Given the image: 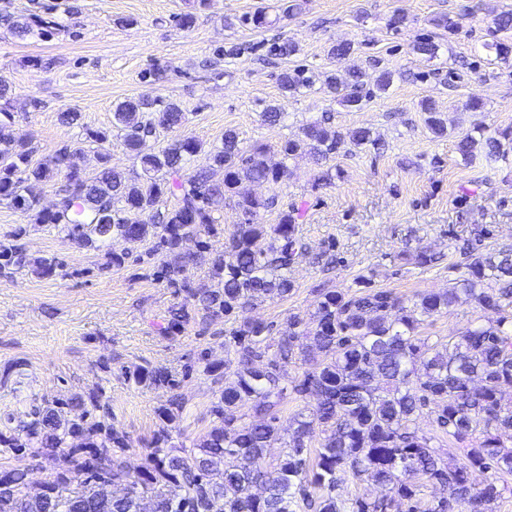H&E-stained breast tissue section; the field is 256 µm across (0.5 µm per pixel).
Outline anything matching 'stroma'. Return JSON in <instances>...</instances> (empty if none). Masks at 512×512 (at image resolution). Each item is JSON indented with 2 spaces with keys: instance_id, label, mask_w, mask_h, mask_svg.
<instances>
[{
  "instance_id": "1",
  "label": "stroma",
  "mask_w": 512,
  "mask_h": 512,
  "mask_svg": "<svg viewBox=\"0 0 512 512\" xmlns=\"http://www.w3.org/2000/svg\"><path fill=\"white\" fill-rule=\"evenodd\" d=\"M274 0H80V9L54 14L60 28L49 38L20 40L0 30V78L13 87L16 128L26 134L35 159L44 161L63 147H76L88 132L106 131L113 164L135 170L139 162L113 135L112 110L125 97L153 92L180 102L189 113L182 135L205 149L191 158L195 170L208 162V147L220 144L227 128L245 142L278 145L297 135L307 121L331 113L345 130L371 128L385 143L374 151L351 148L333 162V184L313 188L317 172L308 157L290 165L281 195L304 203L299 224L309 252L293 265L292 294L246 312L271 325L273 336L288 331V317L312 310L321 289L355 290L360 277L373 287L413 297L439 292L457 277L462 258L456 238L477 224L488 229L485 248H512V160L490 162L482 155L463 159L460 136L473 127L512 131V53L497 58L487 49L493 12L512 10V0H303L302 10L257 28L247 19ZM196 11L193 29L177 20ZM403 22H395V14ZM457 22L455 32L438 21ZM432 37L434 57L414 52L417 38ZM297 52L283 59L272 53L282 41ZM354 42V64L367 82L378 68L393 73L391 86L357 109L343 107L319 92L291 96L278 75L301 66L330 70L331 43ZM224 46L223 60L213 51ZM51 67H42L44 59ZM465 62L461 78L451 77L453 61ZM165 79L149 84L147 71ZM437 101L448 117V134L435 137L420 110L425 98ZM481 111H470L471 101ZM280 103L284 123H264L266 103ZM81 112L82 124L57 120L63 109ZM25 227L24 241L37 257L55 256L69 265L66 278H40L27 271L0 277V430L7 421L27 419L33 406L101 387L112 407L115 428L130 438L126 461L137 472L145 445L161 426L159 410L171 395L183 404L170 444L188 448L211 425L210 408L219 387L197 364L201 352L225 361L224 341L238 323L221 320L190 325L165 336L158 326L178 298L154 280L148 265L136 262L102 274V251L78 247L50 224H25L0 203V241ZM427 247L438 265L420 268L408 257ZM141 366L172 371L175 389L147 388L129 380Z\"/></svg>"
}]
</instances>
